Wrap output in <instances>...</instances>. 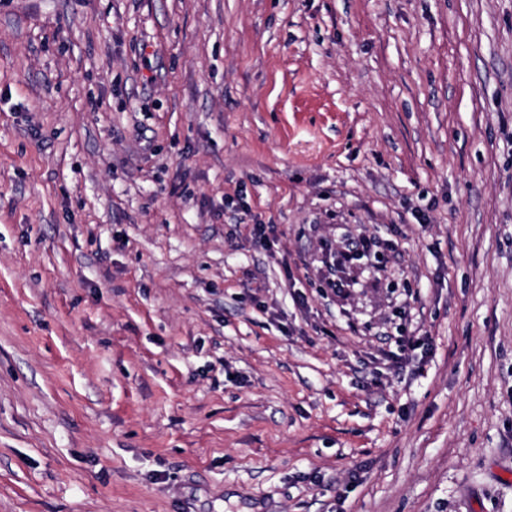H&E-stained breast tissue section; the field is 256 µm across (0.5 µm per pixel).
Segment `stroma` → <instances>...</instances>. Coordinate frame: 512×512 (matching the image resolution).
<instances>
[{"label": "stroma", "instance_id": "stroma-1", "mask_svg": "<svg viewBox=\"0 0 512 512\" xmlns=\"http://www.w3.org/2000/svg\"><path fill=\"white\" fill-rule=\"evenodd\" d=\"M0 512H512V0H0Z\"/></svg>", "mask_w": 512, "mask_h": 512}]
</instances>
